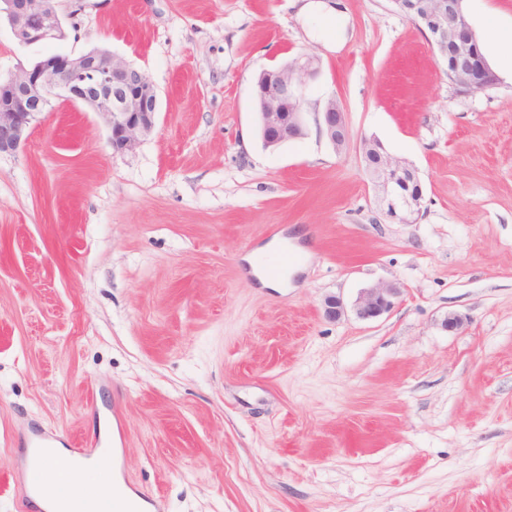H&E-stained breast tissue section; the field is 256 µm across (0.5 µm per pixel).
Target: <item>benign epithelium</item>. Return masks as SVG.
Masks as SVG:
<instances>
[{
	"label": "benign epithelium",
	"mask_w": 512,
	"mask_h": 512,
	"mask_svg": "<svg viewBox=\"0 0 512 512\" xmlns=\"http://www.w3.org/2000/svg\"><path fill=\"white\" fill-rule=\"evenodd\" d=\"M463 2L394 0L428 31L432 51L447 64L450 83L460 94L475 96L493 88L499 78L480 47ZM2 21L23 47L65 35L54 0H0ZM319 76L314 58L297 56L256 77L253 95L265 147L306 136L308 91ZM54 98L96 112L107 124L109 143L117 154L137 148L153 131L159 111L155 86L145 71L122 58L99 50L42 57L0 79V154H12L25 144L31 125L51 109ZM314 116L319 134L335 150L348 147L353 135L339 101L319 103ZM359 151L382 213L394 223H414L424 200L417 170L392 156L375 138H362ZM402 294L398 284L379 282L360 290L352 310L360 320H373L390 312ZM322 309L332 321L347 311L336 295L325 297Z\"/></svg>",
	"instance_id": "1"
}]
</instances>
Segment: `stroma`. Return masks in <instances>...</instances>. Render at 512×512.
Wrapping results in <instances>:
<instances>
[{
	"instance_id": "1",
	"label": "stroma",
	"mask_w": 512,
	"mask_h": 512,
	"mask_svg": "<svg viewBox=\"0 0 512 512\" xmlns=\"http://www.w3.org/2000/svg\"><path fill=\"white\" fill-rule=\"evenodd\" d=\"M321 2L338 44L300 0H56L64 39L30 48L0 28L1 77L101 49L160 102L127 154L58 100L0 155V512L20 431L79 439L114 401L125 474L167 512H512V0H465L500 77L473 97L393 0ZM300 54L311 102L415 167V223L356 147L264 146L253 80ZM270 243L287 287L252 272ZM377 282L403 288L388 314L324 317Z\"/></svg>"
}]
</instances>
